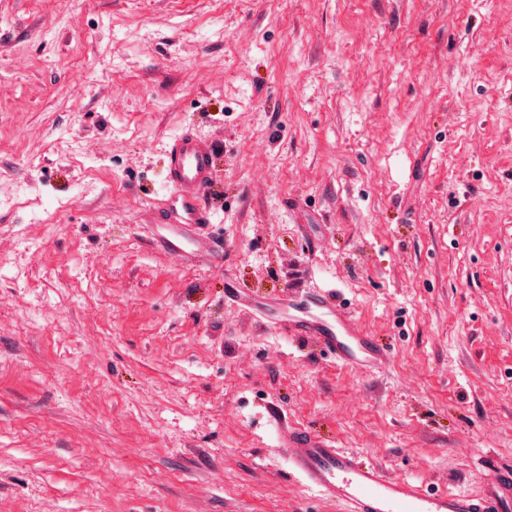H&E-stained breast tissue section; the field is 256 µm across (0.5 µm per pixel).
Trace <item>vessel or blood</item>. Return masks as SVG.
<instances>
[{"mask_svg":"<svg viewBox=\"0 0 512 512\" xmlns=\"http://www.w3.org/2000/svg\"><path fill=\"white\" fill-rule=\"evenodd\" d=\"M212 141L194 132L175 136L166 149L163 209L169 223L204 228L210 222L205 195L214 180ZM288 332L312 340L337 361L362 372L385 367L388 355L341 305L333 290L308 293L289 306ZM288 460L308 485L345 512H512V468L487 464L488 481L478 494L432 491L390 478L377 464L294 428L285 441Z\"/></svg>","mask_w":512,"mask_h":512,"instance_id":"vessel-or-blood-1","label":"vessel or blood"}]
</instances>
